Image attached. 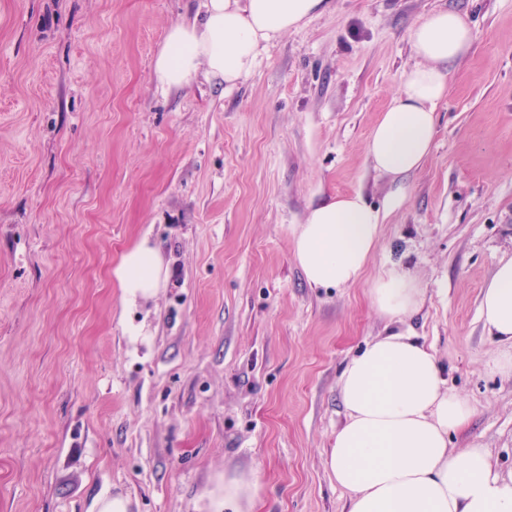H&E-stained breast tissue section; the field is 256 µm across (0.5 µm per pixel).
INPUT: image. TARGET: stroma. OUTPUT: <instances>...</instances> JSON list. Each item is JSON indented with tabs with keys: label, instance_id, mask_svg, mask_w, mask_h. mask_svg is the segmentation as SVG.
Returning <instances> with one entry per match:
<instances>
[{
	"label": "stroma",
	"instance_id": "35a3bbf8",
	"mask_svg": "<svg viewBox=\"0 0 512 512\" xmlns=\"http://www.w3.org/2000/svg\"><path fill=\"white\" fill-rule=\"evenodd\" d=\"M202 3L0 0V512H89L106 491L205 512L236 468L258 476L254 512H346L339 379L385 332L369 288L392 268L473 410L452 453L511 473L508 347L479 306L512 255V0H327L237 85L163 89L154 57ZM448 8L473 40L396 203L365 143L418 61L413 28ZM354 192L381 217L365 276L311 287L294 232ZM145 237L168 276L130 307L112 269Z\"/></svg>",
	"mask_w": 512,
	"mask_h": 512
}]
</instances>
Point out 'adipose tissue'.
<instances>
[{
  "mask_svg": "<svg viewBox=\"0 0 512 512\" xmlns=\"http://www.w3.org/2000/svg\"><path fill=\"white\" fill-rule=\"evenodd\" d=\"M325 0H206L199 19L172 26L154 61L160 84L190 85L198 74L232 86L247 77L261 49ZM417 64L370 133L365 153L396 179L430 154L436 110L448 93L446 66L466 53L472 30L464 16L440 10L411 34ZM380 236V214L361 194L312 206L293 237V257L315 288L358 284ZM126 304L154 297L166 270L149 238L122 254L112 270ZM423 290L393 268L369 288L373 309L390 325L347 362L339 396L347 420L337 430L328 465L349 494V512H512V474L495 471L487 449H449V437L472 416L465 398L443 387L435 355L400 325L419 307ZM480 316L488 333L512 344V257L486 282ZM259 485L253 471L215 476L207 512H252Z\"/></svg>",
  "mask_w": 512,
  "mask_h": 512,
  "instance_id": "1",
  "label": "adipose tissue"
}]
</instances>
